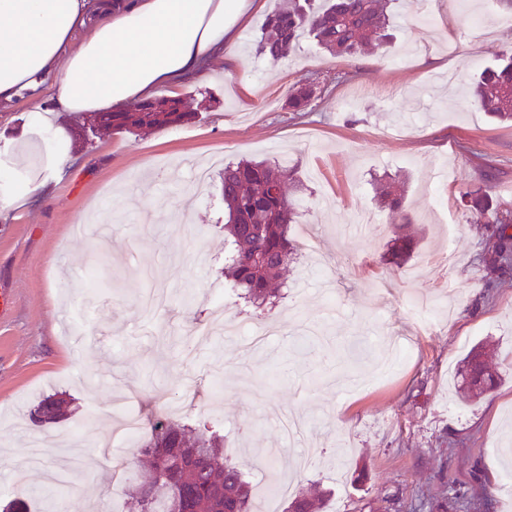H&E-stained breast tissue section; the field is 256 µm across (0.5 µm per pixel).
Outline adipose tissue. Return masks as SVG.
I'll return each mask as SVG.
<instances>
[{
  "label": "adipose tissue",
  "instance_id": "adipose-tissue-1",
  "mask_svg": "<svg viewBox=\"0 0 512 512\" xmlns=\"http://www.w3.org/2000/svg\"><path fill=\"white\" fill-rule=\"evenodd\" d=\"M263 0H0V104L29 98L30 138L0 148V193L27 202L45 186L46 167L68 160L61 113L122 112L161 88L203 74L239 36ZM53 77L55 93L38 92ZM42 167L20 174L17 154Z\"/></svg>",
  "mask_w": 512,
  "mask_h": 512
}]
</instances>
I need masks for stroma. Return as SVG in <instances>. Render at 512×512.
I'll use <instances>...</instances> for the list:
<instances>
[{
  "label": "stroma",
  "mask_w": 512,
  "mask_h": 512,
  "mask_svg": "<svg viewBox=\"0 0 512 512\" xmlns=\"http://www.w3.org/2000/svg\"><path fill=\"white\" fill-rule=\"evenodd\" d=\"M483 2L393 0L383 54L336 57L306 38L272 63L255 52L277 3L265 0L235 64L181 86L192 122L94 132L85 117L60 116L70 161L49 175L47 198L0 209V508L20 498L45 512V474L63 465L60 512H129L118 471L98 454L121 393L142 416L178 405L215 426L225 458L249 474L255 512H282L284 500L261 490L275 478L330 491L327 512H512V270L486 290L484 226L461 203L481 184L512 209V126L466 103L471 79L512 49V0H493L487 36ZM244 80L257 90L248 102ZM302 85L314 98L288 111ZM183 158L276 161L305 186L300 221L321 250L292 264L265 349L189 333L224 284V200L219 170L202 184L187 168L171 176ZM387 173L406 182L400 219L373 200ZM404 221L416 248L396 266L390 241ZM486 339L502 381L468 406L454 368ZM54 393L69 400L68 418L32 424L30 410ZM273 408L306 421L304 443L320 451L307 468Z\"/></svg>",
  "instance_id": "stroma-1"
}]
</instances>
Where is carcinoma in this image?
<instances>
[{"label":"carcinoma","mask_w":512,"mask_h":512,"mask_svg":"<svg viewBox=\"0 0 512 512\" xmlns=\"http://www.w3.org/2000/svg\"><path fill=\"white\" fill-rule=\"evenodd\" d=\"M388 0H282L267 17L257 44L260 56L275 63L304 35L313 37L329 54L342 57L377 50L386 41ZM315 97V89L302 86L288 95V110L302 112ZM470 104L501 122H512V53L484 69L473 84ZM196 113L182 99L160 96L133 112L95 116L97 129L150 131L191 122ZM224 281L237 296L252 303L254 311L275 307L279 282L299 254L291 225L300 212L292 195L303 184L294 171L266 161L242 160L224 166ZM405 185L379 183L377 200L391 214L401 212ZM463 206L489 224V238L481 253L486 269L485 287H497L500 275L512 262V212L493 203L479 186L461 196ZM391 257L399 265L410 255L414 241L407 234L391 240ZM495 344L473 346L454 375V388L464 403H476L499 381L491 367ZM67 399L52 395L34 409L39 423H55L67 415ZM132 464L143 465L141 481L124 495L135 512H163L145 489L159 483L182 494V512H252V485L241 465L224 461V436L207 424L161 416L152 423L148 438L133 454ZM326 493L300 491L288 498L284 512H326Z\"/></svg>","instance_id":"cac0c4a2"}]
</instances>
